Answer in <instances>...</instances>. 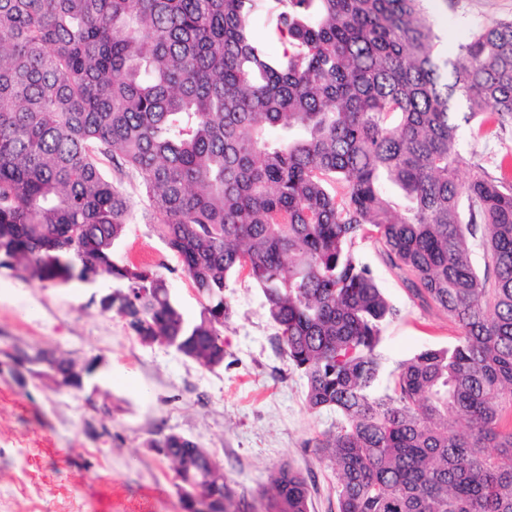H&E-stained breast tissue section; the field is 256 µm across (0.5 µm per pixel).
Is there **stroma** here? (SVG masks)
<instances>
[{
	"label": "stroma",
	"instance_id": "stroma-1",
	"mask_svg": "<svg viewBox=\"0 0 512 512\" xmlns=\"http://www.w3.org/2000/svg\"><path fill=\"white\" fill-rule=\"evenodd\" d=\"M426 7L451 58L463 32L512 19V0H427ZM459 150L460 177L477 164L496 171L512 159V127L481 136L476 125L462 126ZM122 182L134 218L114 248L116 260L151 264L169 280L185 319L194 320L200 299L145 218L139 179ZM355 254L399 311L377 347L386 370L454 342L457 328L413 298L380 244L358 242ZM110 287L106 280L44 285L0 269V512H137L144 501L148 512H181L171 465L150 446L170 433L207 449L248 500L287 464L313 473L311 512H336V475L306 446L335 414L308 408L306 381L274 343L261 288L231 279L226 356L208 367L173 347L142 343L119 316L101 312L96 300ZM18 349L94 358L99 368L83 390L59 389L18 367L10 357Z\"/></svg>",
	"mask_w": 512,
	"mask_h": 512
}]
</instances>
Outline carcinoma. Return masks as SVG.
<instances>
[{"label": "carcinoma", "instance_id": "obj_1", "mask_svg": "<svg viewBox=\"0 0 512 512\" xmlns=\"http://www.w3.org/2000/svg\"><path fill=\"white\" fill-rule=\"evenodd\" d=\"M423 2L0 0V268L110 279L101 311L210 367L243 274L309 409L336 411L306 447L336 474L337 512H512V178H459L457 149L481 114L512 125V20L470 30L450 60ZM262 20L282 55L257 39ZM107 164L139 177L195 321L151 266L114 260L133 212ZM366 238L459 329L386 386L377 347L397 310L354 255ZM10 358L74 390L96 369ZM151 447L182 512H309L310 476L289 466L255 505L192 440Z\"/></svg>", "mask_w": 512, "mask_h": 512}]
</instances>
